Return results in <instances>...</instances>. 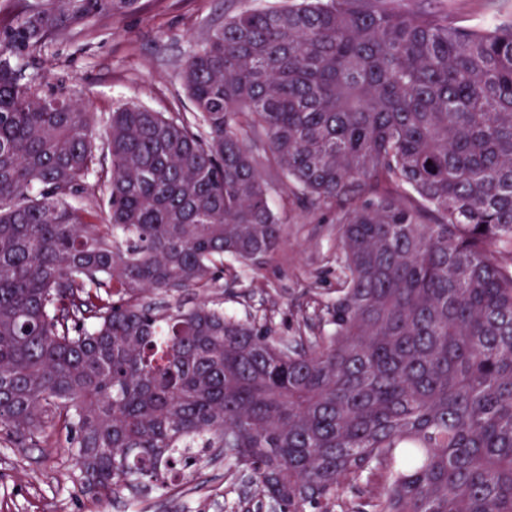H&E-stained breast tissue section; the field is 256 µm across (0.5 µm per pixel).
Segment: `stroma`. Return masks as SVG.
<instances>
[{"label": "stroma", "instance_id": "1", "mask_svg": "<svg viewBox=\"0 0 512 512\" xmlns=\"http://www.w3.org/2000/svg\"><path fill=\"white\" fill-rule=\"evenodd\" d=\"M293 0H139L124 15L102 13L64 28L25 66L44 90L78 92L98 124L118 106L134 103L155 112L191 116L181 69L208 34L243 10L292 4ZM404 10L449 11L457 25L484 27L512 22V0H398ZM271 182L269 199L281 218L285 244L260 267L231 263L216 284L225 310L238 316L268 311L278 334L294 335L312 299L336 297V214L303 207L276 170L261 165ZM64 430L48 427L39 445L15 446L0 437V512H225V503L251 497L230 486L224 457L209 453L173 477L169 496L98 500L77 488L72 451Z\"/></svg>", "mask_w": 512, "mask_h": 512}]
</instances>
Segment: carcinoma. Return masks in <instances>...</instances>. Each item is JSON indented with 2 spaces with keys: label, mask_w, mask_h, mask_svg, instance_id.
<instances>
[{
  "label": "carcinoma",
  "mask_w": 512,
  "mask_h": 512,
  "mask_svg": "<svg viewBox=\"0 0 512 512\" xmlns=\"http://www.w3.org/2000/svg\"><path fill=\"white\" fill-rule=\"evenodd\" d=\"M137 3L24 0L0 25V431L62 424L91 496L166 494L222 448L270 512H512V25L247 9L184 64L193 124L124 104L100 132L24 77L59 29ZM250 139L336 212V298L293 336L190 299L283 243Z\"/></svg>",
  "instance_id": "obj_1"
}]
</instances>
